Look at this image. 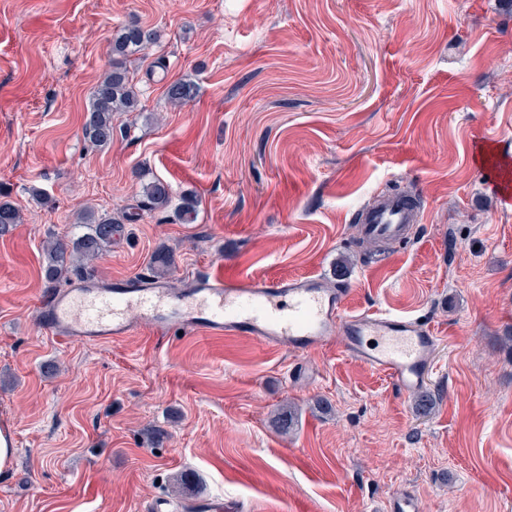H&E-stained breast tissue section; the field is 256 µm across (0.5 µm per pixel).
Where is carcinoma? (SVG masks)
Segmentation results:
<instances>
[{"mask_svg":"<svg viewBox=\"0 0 512 512\" xmlns=\"http://www.w3.org/2000/svg\"><path fill=\"white\" fill-rule=\"evenodd\" d=\"M158 40L157 31L142 26L132 20L112 35V69L94 87L88 116L84 124V138L94 147H104L112 143L113 122L119 112L138 110L139 93L133 83L126 60L142 54ZM195 95L193 84L175 81L168 85L166 97L170 104L181 107ZM8 194L0 191V234L21 222L18 208L6 200ZM142 206L150 211L161 210L172 203L170 185L154 178L142 185ZM181 218L186 223L194 222L197 214V199L193 195H184L178 205ZM81 223L87 232L75 240L58 237L51 240L45 248V278L50 282L60 281L71 271L77 273L98 259L112 246V237L121 229L119 223L107 215H98L93 211L82 214ZM170 254L156 250L150 261V270L155 274L166 272L171 266Z\"/></svg>","mask_w":512,"mask_h":512,"instance_id":"carcinoma-1","label":"carcinoma"}]
</instances>
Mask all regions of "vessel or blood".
I'll return each mask as SVG.
<instances>
[{
    "label": "vessel or blood",
    "mask_w": 512,
    "mask_h": 512,
    "mask_svg": "<svg viewBox=\"0 0 512 512\" xmlns=\"http://www.w3.org/2000/svg\"><path fill=\"white\" fill-rule=\"evenodd\" d=\"M420 208L394 195L368 209L361 232L402 240ZM344 292L313 277L265 281L201 276L181 292L138 276L86 281L47 295L37 312L41 325L63 340L116 343L136 329L135 310L154 327L189 333L246 335L264 346L303 352L340 342L345 355L388 376L401 392L422 389L438 338L423 320L392 313H351Z\"/></svg>",
    "instance_id": "b4317fda"
}]
</instances>
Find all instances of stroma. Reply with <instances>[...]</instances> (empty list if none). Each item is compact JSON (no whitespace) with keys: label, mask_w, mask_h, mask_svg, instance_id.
I'll return each instance as SVG.
<instances>
[{"label":"stroma","mask_w":512,"mask_h":512,"mask_svg":"<svg viewBox=\"0 0 512 512\" xmlns=\"http://www.w3.org/2000/svg\"><path fill=\"white\" fill-rule=\"evenodd\" d=\"M134 19L160 35L127 61L140 109L94 148L91 93ZM175 81L197 89L185 106ZM485 140L512 161L500 0H0V187L22 214L0 236V512H188L182 476L239 512H385L401 490L417 512H512V202L474 158ZM153 178L196 194L194 223L140 211ZM383 192L424 206L405 243L359 235ZM86 209L123 223L93 279L147 275L164 248L175 290L314 276L349 311L429 322L431 412L337 343L44 332L43 248Z\"/></svg>","instance_id":"1"}]
</instances>
